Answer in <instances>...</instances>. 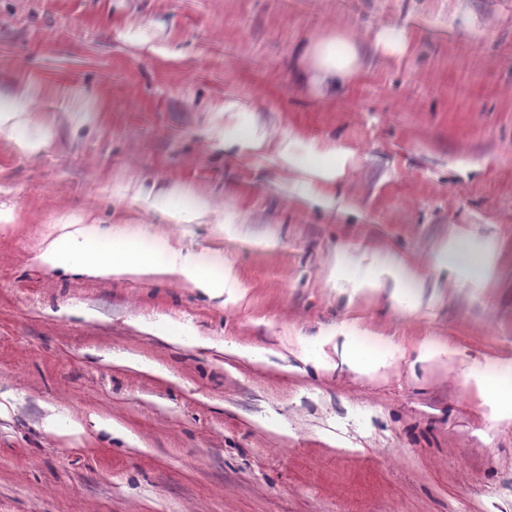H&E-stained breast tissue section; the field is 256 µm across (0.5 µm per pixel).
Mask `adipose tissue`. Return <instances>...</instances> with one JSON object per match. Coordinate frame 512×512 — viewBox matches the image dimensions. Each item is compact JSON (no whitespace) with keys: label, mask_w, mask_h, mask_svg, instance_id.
Masks as SVG:
<instances>
[{"label":"adipose tissue","mask_w":512,"mask_h":512,"mask_svg":"<svg viewBox=\"0 0 512 512\" xmlns=\"http://www.w3.org/2000/svg\"><path fill=\"white\" fill-rule=\"evenodd\" d=\"M323 82L330 83L354 72L358 52L353 39L343 35L324 40L309 50ZM448 260L459 270L478 271L480 281L491 277L489 248H477L454 239L447 245ZM39 260L53 269L80 270L92 276L123 277L131 274L179 276L212 295L224 292L223 279L214 277L199 261H181L165 245L146 246L112 238L94 224H66L47 241Z\"/></svg>","instance_id":"ef3b65f1"}]
</instances>
